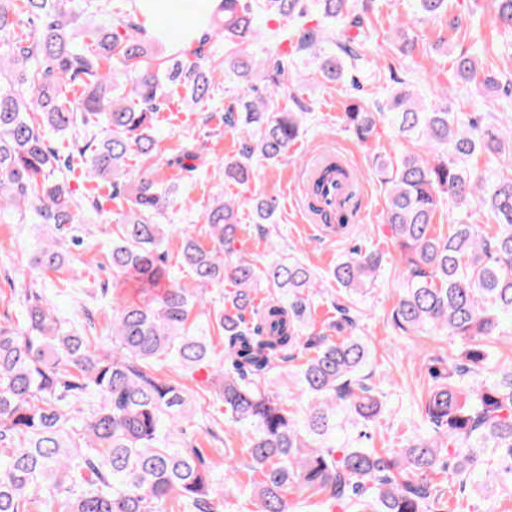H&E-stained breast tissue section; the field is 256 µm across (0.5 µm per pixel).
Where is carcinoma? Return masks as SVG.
Masks as SVG:
<instances>
[{"mask_svg": "<svg viewBox=\"0 0 512 512\" xmlns=\"http://www.w3.org/2000/svg\"><path fill=\"white\" fill-rule=\"evenodd\" d=\"M126 0H0V217L18 213L47 229L36 266L64 274L69 245L83 212L115 204L112 238V347L66 327L54 305L38 292L27 295L16 326L0 325V512H31L63 499L64 512H223L204 449L191 444L197 409L187 388L158 374L172 361L192 369L207 363L209 345L197 335L194 312L204 307L203 288L229 286L224 306L209 316L224 336V365L214 372L224 422L251 431L248 469L258 475L249 501L256 512H292L293 502L349 505L351 512H429L438 501L433 476L448 469L495 479L484 448H495L512 473V370L474 385L461 377L488 358L482 338L494 336L500 316L512 318V164L485 178L468 167L476 153L512 158V121L505 127L477 115L462 119L448 104L419 105L397 91L389 106L397 134L413 144L395 160L377 158L375 172L387 189L385 223L392 233L406 288L390 321L404 336L444 330L468 343L461 361L448 359L423 406L434 435L398 450L338 448L339 410L364 422L382 411L362 375L371 350L355 335L352 307L336 319L313 318L316 274L298 260L274 258L258 268L235 248L240 202L219 197L204 212L209 244L182 234L181 265L198 283L185 288L162 251L172 225L160 223L176 202L187 174L206 162L205 144L188 139L161 161L155 122L175 93L194 107L211 100L214 73L236 78L243 95L224 109V125L248 139L224 159V181L256 180L252 161L276 163L298 139L307 112L299 90L286 85L288 56L258 59L250 51L258 35L317 59L316 73L342 80L357 66V47L371 37L364 0H223L219 14L191 48L162 59L158 41ZM498 26L512 28V0H492ZM448 11V0H414L419 19ZM278 19L257 28L260 14ZM118 16L117 21L108 15ZM343 22L357 29L334 38ZM224 44V60L208 56L212 41ZM456 75L474 81L477 57L453 59ZM261 72L265 92L253 84ZM485 87L512 104V78L495 71ZM345 106L346 128L367 143L383 113L361 94ZM71 135L65 156L47 133ZM85 167L100 193L75 196L64 171ZM257 224H272L277 200L256 193L246 200ZM460 218L448 235L434 233L443 208ZM487 208L500 228L487 238L469 221ZM384 263L377 250L354 249L332 275L346 291L361 293ZM274 290L256 303L260 282ZM309 355L299 375L312 397L304 425L272 389L273 375L300 345ZM457 453L448 462V443Z\"/></svg>", "mask_w": 512, "mask_h": 512, "instance_id": "obj_1", "label": "carcinoma"}]
</instances>
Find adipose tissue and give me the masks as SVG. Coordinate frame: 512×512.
<instances>
[{
  "label": "adipose tissue",
  "mask_w": 512,
  "mask_h": 512,
  "mask_svg": "<svg viewBox=\"0 0 512 512\" xmlns=\"http://www.w3.org/2000/svg\"><path fill=\"white\" fill-rule=\"evenodd\" d=\"M136 4L150 33L183 48L207 26L222 0H206V10L201 14L195 13L188 0H136Z\"/></svg>",
  "instance_id": "1"
}]
</instances>
